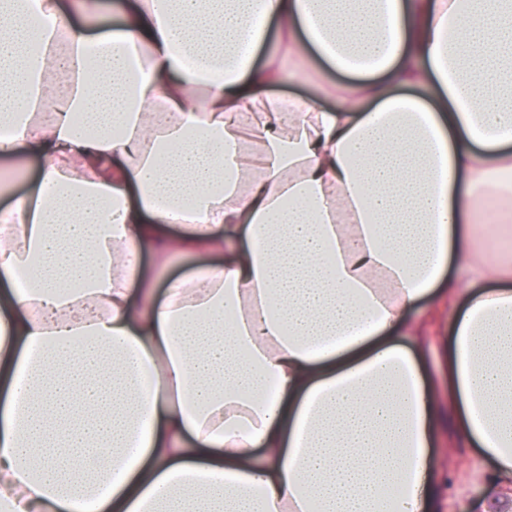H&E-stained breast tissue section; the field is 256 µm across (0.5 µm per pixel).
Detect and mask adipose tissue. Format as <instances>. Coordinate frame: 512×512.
<instances>
[{"label":"adipose tissue","instance_id":"ef3b65f1","mask_svg":"<svg viewBox=\"0 0 512 512\" xmlns=\"http://www.w3.org/2000/svg\"><path fill=\"white\" fill-rule=\"evenodd\" d=\"M103 12L0 0V512H445L443 402L512 512V0ZM315 85L309 82H284L265 90V94L276 97H309L315 93ZM454 309L447 305L431 311L429 302L423 301L414 309L410 316L419 321L424 336L432 340L435 347V355H439L447 347L450 336L449 324L453 317Z\"/></svg>","mask_w":512,"mask_h":512}]
</instances>
